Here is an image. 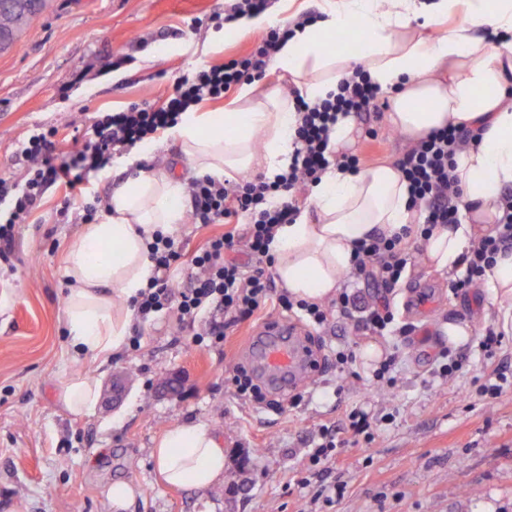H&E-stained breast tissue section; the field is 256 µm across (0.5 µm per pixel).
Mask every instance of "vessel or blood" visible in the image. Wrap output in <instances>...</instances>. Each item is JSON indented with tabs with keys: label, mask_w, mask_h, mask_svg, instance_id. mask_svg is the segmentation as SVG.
<instances>
[{
	"label": "vessel or blood",
	"mask_w": 512,
	"mask_h": 512,
	"mask_svg": "<svg viewBox=\"0 0 512 512\" xmlns=\"http://www.w3.org/2000/svg\"><path fill=\"white\" fill-rule=\"evenodd\" d=\"M257 334L252 357L269 386L285 394L313 377L320 357L296 324L273 320L260 326Z\"/></svg>",
	"instance_id": "obj_1"
}]
</instances>
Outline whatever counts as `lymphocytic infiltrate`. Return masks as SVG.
Returning <instances> with one entry per match:
<instances>
[{"label":"lymphocytic infiltrate","mask_w":512,"mask_h":512,"mask_svg":"<svg viewBox=\"0 0 512 512\" xmlns=\"http://www.w3.org/2000/svg\"><path fill=\"white\" fill-rule=\"evenodd\" d=\"M289 34L286 28L271 29L249 54L221 66L199 69L192 77L179 80L162 107L135 104L120 112L102 113L76 157L57 153L47 134L31 136L23 149L29 166L22 182L0 178V198L12 199L11 211L0 224V255L12 251L16 225L25 222L48 185L63 181L69 187H76L88 172L104 167L114 150L134 146L149 135L173 128L181 112L202 101L221 98L242 82L262 79ZM381 94V88L359 67L343 78L336 92L327 98L314 103L297 98L294 160L288 171L276 179L259 176L230 182L209 175L192 179L194 223L222 224L237 217L244 220L245 227L238 235L227 232L210 237L190 256L176 235L154 232L147 243L152 274L146 288L131 302L137 317L146 320L154 314L171 312L184 327L208 304L216 315L204 333L219 342L231 328L272 302L309 325L325 326L328 313L324 306L295 298L288 290L277 288L270 272L274 263L270 245L278 227L292 223L299 209V195L320 181L328 168L329 139L338 113L375 110ZM476 139V133L468 127L449 124L410 142L395 167L407 185L409 207L417 213L418 220L394 235L379 232L359 240L353 249L348 282L382 293L393 290L412 263L416 242L428 239L437 227L458 223L463 192L455 174V158ZM497 211L493 232L481 236L464 256V271L452 280L453 290H464L484 279L502 253L512 252V188L501 191ZM241 250L245 251L247 262L235 259V252ZM183 263L191 266L192 273L178 288L173 283L172 272ZM357 300V295L344 290L333 305L342 315L360 308L363 330L377 336L387 335L394 322L389 308L361 307ZM337 447L335 431L326 427L308 453V474L302 483L315 485L316 496L328 492L338 494L343 489L342 484L328 486L323 482Z\"/></svg>","instance_id":"lymphocytic-infiltrate-1"}]
</instances>
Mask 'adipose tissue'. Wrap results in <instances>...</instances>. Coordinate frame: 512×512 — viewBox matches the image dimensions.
Returning a JSON list of instances; mask_svg holds the SVG:
<instances>
[{
	"label": "adipose tissue",
	"instance_id": "ef3b65f1",
	"mask_svg": "<svg viewBox=\"0 0 512 512\" xmlns=\"http://www.w3.org/2000/svg\"><path fill=\"white\" fill-rule=\"evenodd\" d=\"M327 2L320 18L295 28L275 55L276 67L306 100L327 97L360 65L372 82L391 91L388 120L404 134L418 138L451 123L482 131L479 142L456 157L464 202L459 223L437 229L425 244L435 269H452L471 249L475 229L492 228L496 200L512 185V104L506 102L512 46L474 34L480 27L512 34V0ZM351 26L361 39L360 53L332 52L331 38ZM254 92V86H242V109L192 110L173 127L199 174L233 180L258 169L271 178L291 163L292 98L273 91L258 99ZM153 148L145 140L116 159L127 177L111 193L108 215L87 225L65 257L68 330L75 345L97 357L127 340V304L151 275L146 240L183 222L175 205L183 181L146 174L139 166ZM407 201L406 184L392 165L355 173L329 168L311 187L308 205L293 223L279 227L271 244L279 281L297 297L331 299L350 266L354 242L412 223ZM152 456L161 480L173 488L207 489L224 478V446L201 421L166 430Z\"/></svg>",
	"mask_w": 512,
	"mask_h": 512
}]
</instances>
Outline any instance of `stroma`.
Returning a JSON list of instances; mask_svg holds the SVG:
<instances>
[{
  "label": "stroma",
  "mask_w": 512,
  "mask_h": 512,
  "mask_svg": "<svg viewBox=\"0 0 512 512\" xmlns=\"http://www.w3.org/2000/svg\"><path fill=\"white\" fill-rule=\"evenodd\" d=\"M225 0H49L18 45L0 54V176L21 179L23 143L54 129L57 150L75 155L98 113L136 103L162 106L179 77L249 53L260 33L223 36ZM379 130L367 139V128ZM352 151L362 167L395 163L410 142L386 117L357 122ZM144 156V171L191 182L195 172L179 141L163 131ZM70 192L48 186L37 208L17 225L15 247L0 258V512H512V387L495 399L476 394L494 370L512 374V299L482 284L454 292L457 270L439 271L416 251L390 303L408 336H371L357 317L334 316L312 335L324 354L352 345L354 373L328 365L303 389L299 404L268 408L237 396L229 383L262 322L292 320L266 306L219 344H194L203 321L178 329L171 316L145 324L139 350L123 347L99 358L73 345L65 308V256L77 223L56 219ZM426 285L436 304L424 315L407 308L409 291ZM509 330L493 356L478 343L492 318ZM471 325L470 339L448 342L449 324ZM375 346L395 356L397 387L374 383ZM463 361L451 378L433 374L440 351ZM98 383L92 411L76 414L58 399L69 378ZM125 382L122 401L110 384ZM177 382L179 393L164 387ZM376 417L368 441L345 433L348 414ZM203 421L224 443L219 489L163 485L151 456L162 434ZM342 431L345 444L330 468L344 482L341 497L311 501L300 481L322 426ZM130 482L134 498L112 506L107 492Z\"/></svg>",
  "instance_id": "1"
}]
</instances>
